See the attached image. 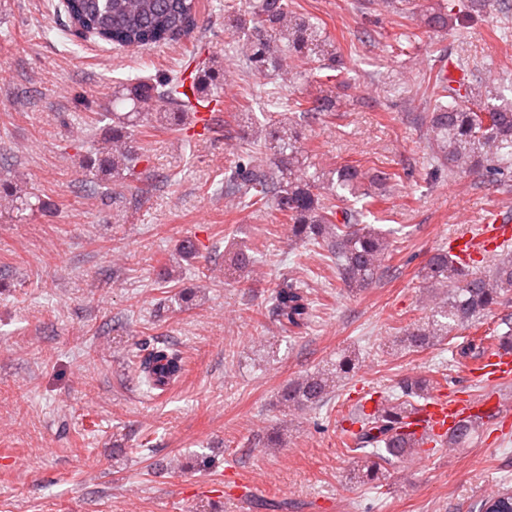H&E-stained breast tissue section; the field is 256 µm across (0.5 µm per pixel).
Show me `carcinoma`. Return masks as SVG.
<instances>
[{
	"label": "carcinoma",
	"instance_id": "1",
	"mask_svg": "<svg viewBox=\"0 0 512 512\" xmlns=\"http://www.w3.org/2000/svg\"><path fill=\"white\" fill-rule=\"evenodd\" d=\"M71 0L69 20L100 40L122 47L141 49L173 40L187 33L196 16V0ZM428 31L448 30V7L432 3L415 6ZM224 28L233 33L227 49L243 57L256 73L281 70L288 66L305 70L311 64L320 69L342 72L345 55L336 39L323 28L300 15L288 0H248L237 9L224 3ZM208 87L206 79L187 82L184 74H165L149 81L138 80L122 89L121 99L131 110L112 113V135L99 140L96 156L84 158L81 169L93 168L103 181H118L141 161L146 149L137 145L128 131L130 116L139 109L155 105L151 121L159 126L181 127L189 123L201 98H191L195 86ZM426 92L432 104L424 117L428 147L440 162V168L453 173L480 176L512 174V102L495 104L491 87L464 80L459 86L438 72L428 78ZM274 119L257 118L243 136L262 140L273 150L274 171L241 166L224 176V189L240 194L253 205H269L286 217L291 237L325 250L336 265L344 286L359 290L370 286L382 274L391 247V231L366 224L369 210L348 206V196L356 195L365 184L376 189L365 193L374 206L386 195L394 179L412 178V174L365 172L344 165L325 174L310 171L302 156L300 120H320L334 109L333 100L322 95L294 99L283 106ZM253 264L247 246L234 253L233 265L244 277ZM426 287L438 297L429 313L419 322L404 328L397 337L400 350L414 352L443 342L478 318L494 312L512 293V253L497 259L491 272L458 266L446 253L430 257L422 267ZM269 313L280 327L294 333L312 316V300L297 277L282 276L270 296ZM506 331L491 338H471L455 350L461 359H478L487 348L512 349V317L500 318ZM181 351L167 345L154 346L137 356L135 373L147 391L160 385L172 386L186 372ZM352 370V359L336 361V372H317L286 385L278 402L289 410L305 411L323 404L334 386ZM431 384L421 378H402L389 394L379 397L373 409L360 406L349 416L350 427L343 429L345 450L364 460L367 475L396 468L413 458L419 448L405 432L403 419L425 409ZM482 421L466 419L459 430L448 436L445 446L459 448L479 429ZM496 502L499 512H512V495L498 492L473 505L476 512H488Z\"/></svg>",
	"mask_w": 512,
	"mask_h": 512
}]
</instances>
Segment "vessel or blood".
Here are the masks:
<instances>
[{
  "label": "vessel or blood",
  "mask_w": 512,
  "mask_h": 512,
  "mask_svg": "<svg viewBox=\"0 0 512 512\" xmlns=\"http://www.w3.org/2000/svg\"><path fill=\"white\" fill-rule=\"evenodd\" d=\"M511 241L512 223L499 216L492 222L483 224L478 234L463 233L457 236L451 254L457 262L465 263L472 261L475 256L490 253ZM471 376L475 379L486 377L497 382L511 380L512 351H494L472 368ZM503 413V402L495 393L476 402L462 396L436 398L412 421L408 431L414 434L421 448L427 449L446 439L459 423L469 417L500 416Z\"/></svg>",
  "instance_id": "b4317fda"
}]
</instances>
